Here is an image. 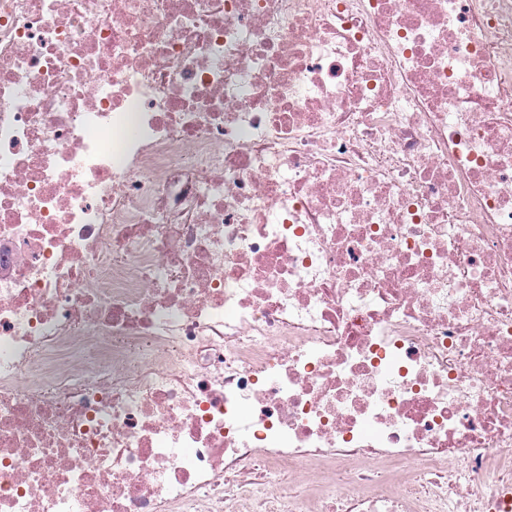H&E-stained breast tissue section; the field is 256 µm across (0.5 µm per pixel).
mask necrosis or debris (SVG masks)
I'll return each mask as SVG.
<instances>
[{
    "label": "necrosis or debris",
    "instance_id": "necrosis-or-debris-1",
    "mask_svg": "<svg viewBox=\"0 0 512 512\" xmlns=\"http://www.w3.org/2000/svg\"><path fill=\"white\" fill-rule=\"evenodd\" d=\"M512 0H0V512H503Z\"/></svg>",
    "mask_w": 512,
    "mask_h": 512
}]
</instances>
